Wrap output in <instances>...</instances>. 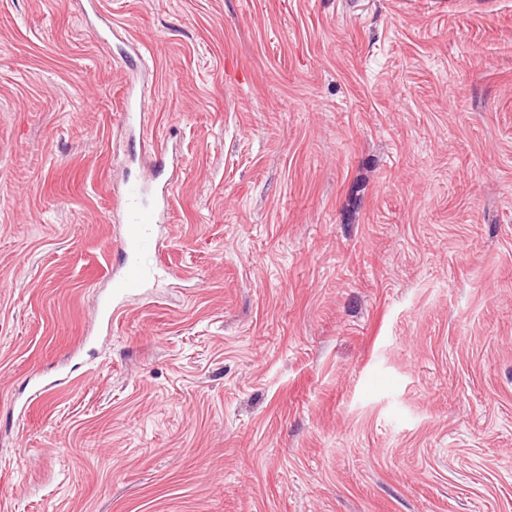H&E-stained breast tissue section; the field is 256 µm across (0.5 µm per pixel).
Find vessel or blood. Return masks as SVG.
I'll return each mask as SVG.
<instances>
[{
    "mask_svg": "<svg viewBox=\"0 0 512 512\" xmlns=\"http://www.w3.org/2000/svg\"><path fill=\"white\" fill-rule=\"evenodd\" d=\"M163 173V166H153L149 178L125 182L118 195L125 224L122 236L113 245L119 261L112 270L110 288L100 312L103 326H111L116 320L122 301L160 279L158 271L140 264L139 255L156 248L157 233L167 219L171 183L164 180Z\"/></svg>",
    "mask_w": 512,
    "mask_h": 512,
    "instance_id": "b4317fda",
    "label": "vessel or blood"
}]
</instances>
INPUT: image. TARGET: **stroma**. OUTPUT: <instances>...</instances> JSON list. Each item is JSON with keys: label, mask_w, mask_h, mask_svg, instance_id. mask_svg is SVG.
Masks as SVG:
<instances>
[{"label": "stroma", "mask_w": 512, "mask_h": 512, "mask_svg": "<svg viewBox=\"0 0 512 512\" xmlns=\"http://www.w3.org/2000/svg\"><path fill=\"white\" fill-rule=\"evenodd\" d=\"M100 2L0 0V512H512V0ZM163 174L164 166L154 165L148 179L126 181L119 192L117 201L125 224L122 236L113 245L119 261L113 267L110 288L100 312V323L107 330L119 315L122 301L140 294L161 277L158 271L142 266L139 255L157 247V233L166 223L171 181L162 182ZM149 196L154 198L152 203L147 200Z\"/></svg>", "instance_id": "obj_1"}]
</instances>
